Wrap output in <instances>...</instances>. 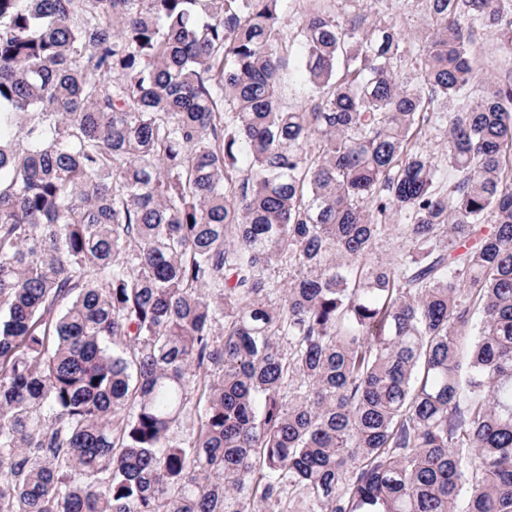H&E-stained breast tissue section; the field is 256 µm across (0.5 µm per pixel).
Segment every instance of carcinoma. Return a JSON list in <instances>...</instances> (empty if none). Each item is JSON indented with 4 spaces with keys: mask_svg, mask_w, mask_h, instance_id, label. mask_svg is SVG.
<instances>
[{
    "mask_svg": "<svg viewBox=\"0 0 512 512\" xmlns=\"http://www.w3.org/2000/svg\"><path fill=\"white\" fill-rule=\"evenodd\" d=\"M424 2L292 109L288 0H0V512H512V0ZM481 45L480 66L483 69L482 72L488 78H495L500 69L506 65L501 61L498 52L499 40L497 34L489 29L481 32Z\"/></svg>",
    "mask_w": 512,
    "mask_h": 512,
    "instance_id": "carcinoma-1",
    "label": "carcinoma"
}]
</instances>
